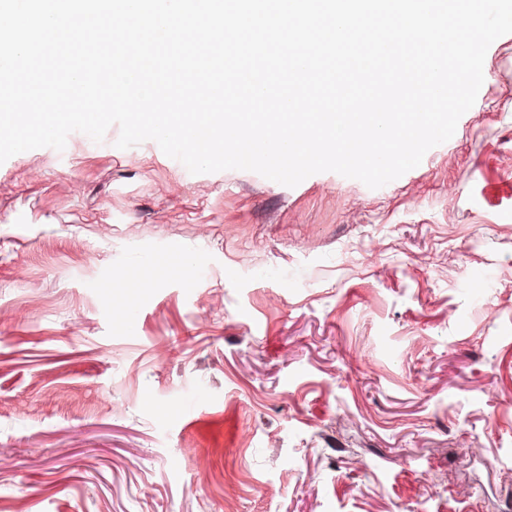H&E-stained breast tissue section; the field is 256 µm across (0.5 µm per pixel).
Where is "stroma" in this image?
Masks as SVG:
<instances>
[{
	"instance_id": "1",
	"label": "stroma",
	"mask_w": 512,
	"mask_h": 512,
	"mask_svg": "<svg viewBox=\"0 0 512 512\" xmlns=\"http://www.w3.org/2000/svg\"><path fill=\"white\" fill-rule=\"evenodd\" d=\"M484 68L378 189L115 126L1 163L0 512H512V34Z\"/></svg>"
}]
</instances>
